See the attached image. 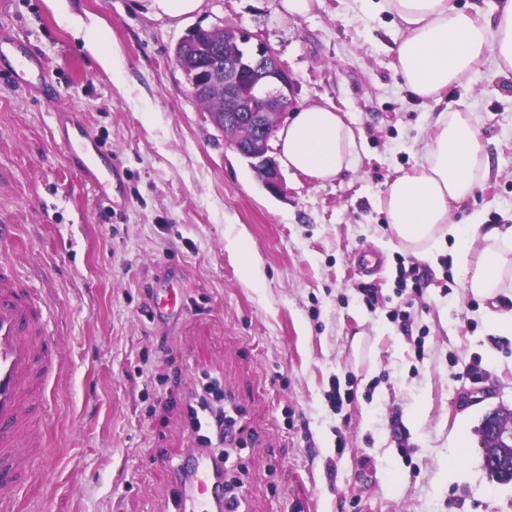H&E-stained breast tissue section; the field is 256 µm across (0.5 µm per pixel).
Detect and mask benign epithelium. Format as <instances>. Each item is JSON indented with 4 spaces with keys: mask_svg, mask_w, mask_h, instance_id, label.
Listing matches in <instances>:
<instances>
[{
    "mask_svg": "<svg viewBox=\"0 0 512 512\" xmlns=\"http://www.w3.org/2000/svg\"><path fill=\"white\" fill-rule=\"evenodd\" d=\"M220 33L221 41L196 61L191 72L184 73L185 81L192 93L205 91L222 102L235 97L241 78L249 77L247 95L236 109L212 112L210 118L219 130L236 131L231 145L252 160L267 188L279 190L281 177L268 152L281 124L280 108L292 94V79L271 47L258 36L228 27ZM483 424L497 440L512 444L511 421L498 419L492 411Z\"/></svg>",
    "mask_w": 512,
    "mask_h": 512,
    "instance_id": "7a95c632",
    "label": "benign epithelium"
}]
</instances>
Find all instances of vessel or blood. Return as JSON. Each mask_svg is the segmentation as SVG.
Masks as SVG:
<instances>
[{
	"label": "vessel or blood",
	"mask_w": 512,
	"mask_h": 512,
	"mask_svg": "<svg viewBox=\"0 0 512 512\" xmlns=\"http://www.w3.org/2000/svg\"><path fill=\"white\" fill-rule=\"evenodd\" d=\"M0 63L17 83L31 88L47 85V73L17 38L0 30ZM69 157L76 161L98 195H105L116 179L108 155L80 125L62 137ZM52 311L35 304L19 285L10 262L0 261V512H13L22 491L17 475L33 470L35 451L44 445L47 410L37 409L49 389L52 358L43 346ZM187 490L181 491L177 512H217L224 504V481L207 456L188 459Z\"/></svg>",
	"instance_id": "vessel-or-blood-1"
}]
</instances>
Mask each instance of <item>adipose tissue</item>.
Listing matches in <instances>:
<instances>
[{"instance_id": "adipose-tissue-1", "label": "adipose tissue", "mask_w": 512, "mask_h": 512, "mask_svg": "<svg viewBox=\"0 0 512 512\" xmlns=\"http://www.w3.org/2000/svg\"><path fill=\"white\" fill-rule=\"evenodd\" d=\"M382 7L402 23L396 69L423 103L439 105L445 91L483 72L492 79L512 74V0H497L488 14L453 0H382ZM434 127L423 164L386 187L381 204L390 234L416 257L454 244L463 288L480 299L497 298L512 282V226L451 220L453 207L474 197L491 173L479 118L465 104L441 109ZM357 140L337 108L311 104L295 110L276 147L286 168L325 182L353 168Z\"/></svg>"}]
</instances>
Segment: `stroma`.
<instances>
[{"mask_svg": "<svg viewBox=\"0 0 512 512\" xmlns=\"http://www.w3.org/2000/svg\"><path fill=\"white\" fill-rule=\"evenodd\" d=\"M69 13L98 18L110 69ZM198 26L259 35L292 78L289 110L345 113L361 137L353 170L321 183L285 169L282 192H270L175 65ZM0 29L44 61L51 83L0 77V225L11 228L0 257L54 311L62 364L49 461L35 465L20 512H175L176 466L198 448L183 409L209 377L245 413L247 445L226 465L242 512H512V482L488 477L477 434L488 413L512 409V335L488 319L512 309V288L476 298L449 252L420 259L387 245L380 198L422 164L436 115L394 68L398 18L358 0H310L302 15L283 0H204L178 23L136 0H0ZM461 101L493 168L453 220L511 226L512 79L444 94L449 107ZM72 120L122 170L115 202L70 163L59 128ZM360 252L378 268L358 265ZM401 259L423 277L405 327L387 317ZM364 283L383 307L359 301ZM162 285L184 303L165 321L150 313ZM350 377L357 397L336 409L332 387Z\"/></svg>", "mask_w": 512, "mask_h": 512, "instance_id": "1", "label": "stroma"}]
</instances>
